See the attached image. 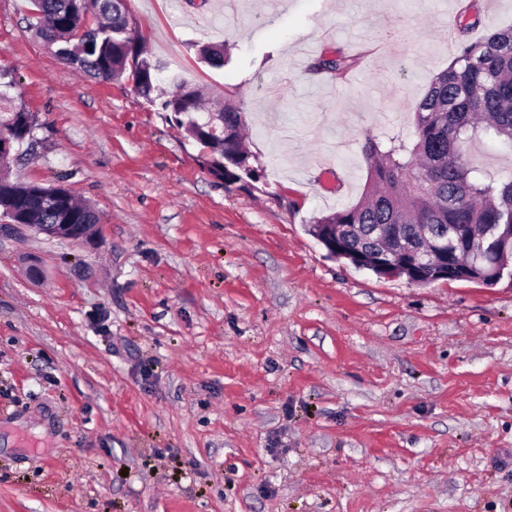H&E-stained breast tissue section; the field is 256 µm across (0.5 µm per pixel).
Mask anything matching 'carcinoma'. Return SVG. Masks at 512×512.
Here are the masks:
<instances>
[{
    "instance_id": "carcinoma-1",
    "label": "carcinoma",
    "mask_w": 512,
    "mask_h": 512,
    "mask_svg": "<svg viewBox=\"0 0 512 512\" xmlns=\"http://www.w3.org/2000/svg\"><path fill=\"white\" fill-rule=\"evenodd\" d=\"M31 26L62 61L104 81L134 80L135 90L159 103L170 121L184 129L205 124L204 93L185 81L162 92L165 66L149 58L145 38L129 30L127 8L118 0H30ZM458 21V44L448 67L432 79L413 106L415 139H367L362 153L369 184L360 200L316 217L310 226L336 224L345 246L354 251L415 252L426 224L447 230L448 256L468 253L465 266L448 265V280L487 283L497 268L512 265V171L485 174L464 158L473 139H491L512 147V26L489 28ZM201 59L212 67L226 63L224 47L204 46ZM361 58L340 49L322 54L308 66L316 74L346 80ZM0 73V139L11 145L36 142L35 116L14 103ZM0 214L12 224H97L98 214L75 201L63 185L22 183L0 164Z\"/></svg>"
}]
</instances>
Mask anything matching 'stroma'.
I'll return each instance as SVG.
<instances>
[{
  "label": "stroma",
  "mask_w": 512,
  "mask_h": 512,
  "mask_svg": "<svg viewBox=\"0 0 512 512\" xmlns=\"http://www.w3.org/2000/svg\"><path fill=\"white\" fill-rule=\"evenodd\" d=\"M465 5L129 0L149 56L242 108L245 186L0 0L38 124L11 177L101 218L81 242L0 218V512H512V284L380 278L308 231L359 199L367 138L411 135ZM339 49L348 80L308 72Z\"/></svg>",
  "instance_id": "stroma-1"
}]
</instances>
